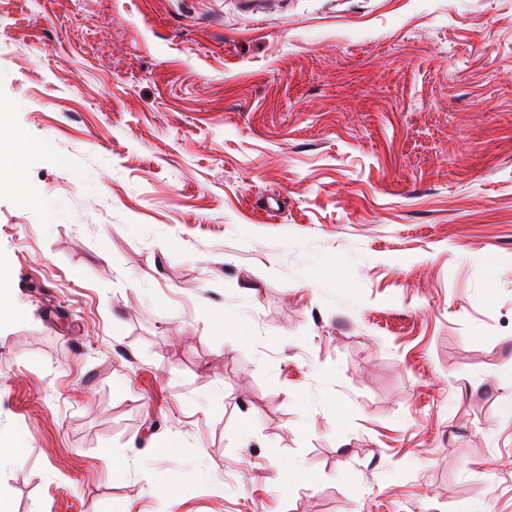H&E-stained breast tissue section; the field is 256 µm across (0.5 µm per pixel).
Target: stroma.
Instances as JSON below:
<instances>
[{
	"label": "stroma",
	"mask_w": 512,
	"mask_h": 512,
	"mask_svg": "<svg viewBox=\"0 0 512 512\" xmlns=\"http://www.w3.org/2000/svg\"><path fill=\"white\" fill-rule=\"evenodd\" d=\"M0 107L5 512H512V0H0Z\"/></svg>",
	"instance_id": "1"
}]
</instances>
